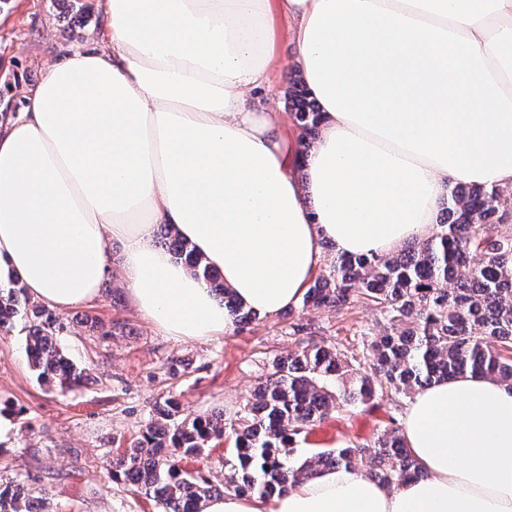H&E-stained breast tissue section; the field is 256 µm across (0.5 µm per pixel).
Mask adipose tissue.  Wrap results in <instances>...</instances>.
I'll list each match as a JSON object with an SVG mask.
<instances>
[{
	"mask_svg": "<svg viewBox=\"0 0 512 512\" xmlns=\"http://www.w3.org/2000/svg\"><path fill=\"white\" fill-rule=\"evenodd\" d=\"M104 48L70 50L0 128V272L55 310L94 302L112 243L131 303L164 334L230 312L160 248L168 224L247 308L301 302L323 241L387 254L429 237L455 184L512 190V0H102ZM321 114L296 178L271 70ZM265 96L263 110L254 101ZM424 479L342 468L204 512H512V389L464 375L410 400Z\"/></svg>",
	"mask_w": 512,
	"mask_h": 512,
	"instance_id": "ef3b65f1",
	"label": "adipose tissue"
}]
</instances>
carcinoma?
<instances>
[{
	"instance_id": "carcinoma-1",
	"label": "carcinoma",
	"mask_w": 512,
	"mask_h": 512,
	"mask_svg": "<svg viewBox=\"0 0 512 512\" xmlns=\"http://www.w3.org/2000/svg\"><path fill=\"white\" fill-rule=\"evenodd\" d=\"M290 117L311 148L320 112L298 79L289 93ZM447 220L432 236L391 254H338L327 274L310 286L302 312L372 302L385 320L358 360L338 347L310 340L277 358L272 371L230 420L213 411L177 417L167 399L112 473L152 497L161 512H202L217 489L181 461L202 455L214 439L234 438L236 463L224 491L270 499L327 468L343 467L388 488L424 476L397 420L370 443L348 442L295 456L309 426L340 408L408 396L431 383L473 373L512 389V210L496 187L456 185ZM163 245L200 277L244 329L255 313L232 296L221 275L189 243L166 228ZM24 323L27 354L37 378L71 391L90 370L66 357L57 336L66 325L30 301L16 277L0 279V330ZM31 491L21 481L0 483V512H32Z\"/></svg>"
}]
</instances>
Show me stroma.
<instances>
[{
	"label": "stroma",
	"instance_id": "stroma-1",
	"mask_svg": "<svg viewBox=\"0 0 512 512\" xmlns=\"http://www.w3.org/2000/svg\"><path fill=\"white\" fill-rule=\"evenodd\" d=\"M83 4L78 14L67 0H8L0 7V100L24 105L26 91L43 79L47 63L60 61L69 48L101 47L100 0ZM111 254L109 292L59 314L66 325L59 346L73 362L90 366L91 383L65 394L48 390L29 364L24 331L17 326L0 331V415L11 423L0 436V480H21L43 496L41 512H160L150 497L112 475L113 459L139 438L155 402L172 396L181 415L219 409L233 417L273 359L302 340L290 319L279 315L257 318L239 333L197 340L167 336L130 302L118 275L120 243H113ZM87 316L106 325L121 322L125 330L93 334L81 323ZM316 320L320 342L358 356L383 318L363 300L340 312H320ZM177 358L189 359L191 366L174 376L168 365ZM393 406L383 400L338 410L311 426L302 446L313 451L370 442L387 425ZM233 457L227 437L182 466L220 488L225 463Z\"/></svg>",
	"mask_w": 512,
	"mask_h": 512
}]
</instances>
